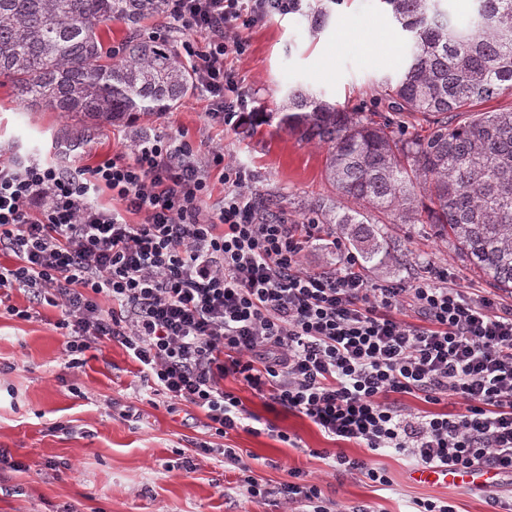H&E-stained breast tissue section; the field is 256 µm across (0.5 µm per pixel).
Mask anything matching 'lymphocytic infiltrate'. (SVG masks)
Segmentation results:
<instances>
[{
  "instance_id": "f902f5d3",
  "label": "lymphocytic infiltrate",
  "mask_w": 512,
  "mask_h": 512,
  "mask_svg": "<svg viewBox=\"0 0 512 512\" xmlns=\"http://www.w3.org/2000/svg\"><path fill=\"white\" fill-rule=\"evenodd\" d=\"M292 0H170L168 27L183 36L210 121L238 130L254 122L231 64L244 27ZM199 164L186 143L142 136L93 167L0 163V304L22 320L32 305L57 308L72 369L108 339L138 363L153 406H191L210 435L260 428L289 447L298 435L272 415L308 418L333 441L366 457L328 455L334 470L388 489L372 463L383 450L416 466L487 467L512 478V302L462 288L440 273L411 283H370L352 254L306 269L320 224L261 220L249 174L223 147ZM224 183L210 205L211 177ZM113 203L96 206L92 194ZM140 223H130V216ZM30 304H10L12 292ZM243 382L267 411L259 416L224 387ZM412 396L452 412L415 411ZM251 499L279 496L291 512H344L318 481L294 470L268 488L242 449L224 446Z\"/></svg>"
}]
</instances>
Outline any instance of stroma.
Listing matches in <instances>:
<instances>
[{
  "label": "stroma",
  "instance_id": "1",
  "mask_svg": "<svg viewBox=\"0 0 512 512\" xmlns=\"http://www.w3.org/2000/svg\"><path fill=\"white\" fill-rule=\"evenodd\" d=\"M242 37L246 51L234 67L249 107L264 112L285 109L292 87L350 108L372 102L382 82L396 79L406 64L407 37L383 0H339L314 36L299 14L274 13ZM205 111L204 98L194 93L130 124L83 123L21 104L0 82V162L92 165L143 135H161L187 143L202 162L213 146H223L251 173L256 193L273 195L288 219L327 198L350 207L325 178V149L273 124L234 132ZM390 234L414 262L366 269L372 282H409L440 270L463 287H482L434 226L394 224ZM58 317L52 308L28 321L0 314V450L25 466L16 472L0 465V512H283L279 497H245L222 454L197 452L196 443L209 438L203 412L149 404L150 389L134 379L136 365L120 344L103 341L87 351L81 369L67 368ZM274 422L297 434L301 447L245 430L230 438L252 455L254 477L276 486L289 469L303 470L347 510L366 504L376 512H408L413 500L430 498L457 512H493L491 498L512 497V480L503 476L486 488L414 481L411 462L388 450L376 461L393 487L380 490L314 457V450L336 445L308 419L282 414Z\"/></svg>",
  "mask_w": 512,
  "mask_h": 512
}]
</instances>
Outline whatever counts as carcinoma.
Here are the masks:
<instances>
[{"mask_svg": "<svg viewBox=\"0 0 512 512\" xmlns=\"http://www.w3.org/2000/svg\"><path fill=\"white\" fill-rule=\"evenodd\" d=\"M408 35L401 75L373 107L348 109L301 89L288 110L260 114L300 140L327 147L329 184L359 208L323 201L304 224H331L361 265L399 261L386 223L433 224L485 282L512 291V108L480 104L512 92V0H473L465 25L441 0H384ZM169 0H0V77L30 106L127 121L170 110L196 88L177 45L137 32L168 14ZM309 28L325 26L328 0H303ZM130 36L114 52L101 28ZM421 114L425 133L400 132L397 118Z\"/></svg>", "mask_w": 512, "mask_h": 512, "instance_id": "carcinoma-1", "label": "carcinoma"}]
</instances>
